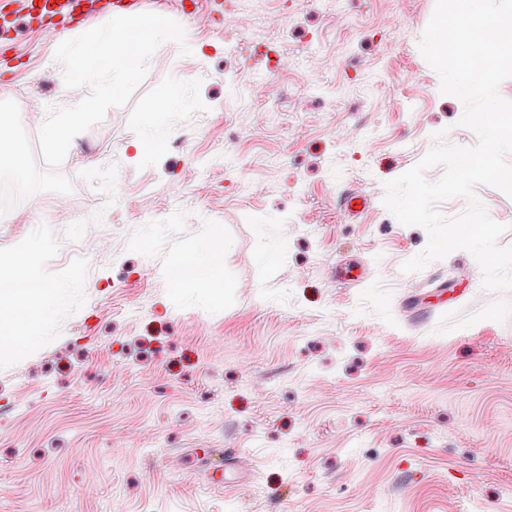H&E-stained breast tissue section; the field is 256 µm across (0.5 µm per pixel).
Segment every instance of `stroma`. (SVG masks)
Returning a JSON list of instances; mask_svg holds the SVG:
<instances>
[{"instance_id": "obj_1", "label": "stroma", "mask_w": 512, "mask_h": 512, "mask_svg": "<svg viewBox=\"0 0 512 512\" xmlns=\"http://www.w3.org/2000/svg\"><path fill=\"white\" fill-rule=\"evenodd\" d=\"M223 3L206 26L170 11L191 55L163 43L74 138L71 223L40 192L0 227L60 311L0 356V512H512V291L461 249L402 272L428 234L383 203L433 134L477 142L419 50L435 0ZM58 44L0 0V100L72 106L46 83ZM177 119L204 126L180 149ZM216 230L217 289L173 286ZM225 446L248 469L218 481Z\"/></svg>"}]
</instances>
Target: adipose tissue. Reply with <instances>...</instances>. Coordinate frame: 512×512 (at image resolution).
<instances>
[{
  "label": "adipose tissue",
  "mask_w": 512,
  "mask_h": 512,
  "mask_svg": "<svg viewBox=\"0 0 512 512\" xmlns=\"http://www.w3.org/2000/svg\"><path fill=\"white\" fill-rule=\"evenodd\" d=\"M223 249L222 241L216 237L195 248L191 260L177 263L176 279L182 283L204 279L216 268ZM56 313L52 291L41 282H33L21 292L0 290V349L11 350L32 343L35 326Z\"/></svg>",
  "instance_id": "adipose-tissue-1"
}]
</instances>
